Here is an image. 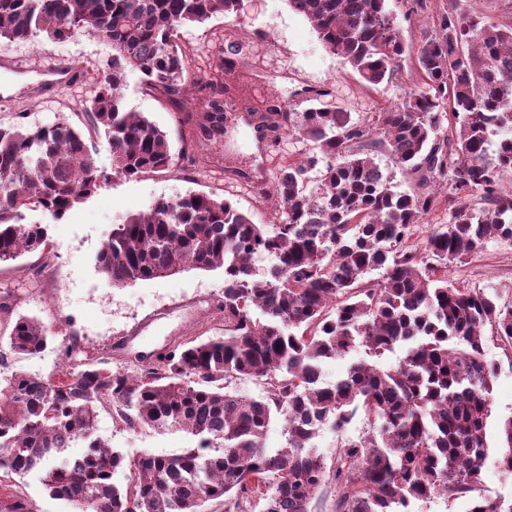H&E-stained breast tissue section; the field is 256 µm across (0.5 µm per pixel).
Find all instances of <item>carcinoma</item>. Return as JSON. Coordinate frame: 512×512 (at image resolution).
Returning a JSON list of instances; mask_svg holds the SVG:
<instances>
[{"mask_svg":"<svg viewBox=\"0 0 512 512\" xmlns=\"http://www.w3.org/2000/svg\"><path fill=\"white\" fill-rule=\"evenodd\" d=\"M240 0H0V41L39 33L63 41L79 32L112 45L86 117L104 137L112 175L136 178L174 163L168 134L123 105L127 74L140 73L165 97L192 99V137L224 139V83L187 68L190 50L177 30L238 10ZM320 41L368 85L391 82L414 58L422 86L409 87L369 120L325 101L288 112L279 104L254 123L279 146L297 134L314 144L283 165L270 191L269 223L256 224L227 199L189 193L159 199L146 215L112 230L97 254L99 271L122 288L186 267L224 270V335L174 346L139 361L133 372L77 360L57 382L26 373L0 378V471L40 476L80 512H203L224 500L260 512H311L326 483L335 512H399L414 500L474 492L488 451L495 369L484 357L483 329L512 345V306L480 289L457 288L440 265L462 262L492 238L512 240V22L469 13L448 0L415 49L399 34L386 0H288ZM386 149L413 177L407 192L372 153ZM94 139L61 119L0 127V264L50 246L30 211L61 220L108 180ZM317 170L311 178L308 173ZM448 188L451 219L423 245L414 226ZM288 220L277 219L280 209ZM272 264L257 276L255 258ZM381 272L375 284L366 281ZM52 339L40 321L20 315L10 352L37 356ZM331 385L327 359L359 348ZM404 349L398 364L378 360ZM263 381L266 394H238L235 380ZM129 428L184 429L192 448L164 457L115 451L94 437L99 410ZM371 432L336 455L334 468L313 444L319 428L344 432L357 411ZM283 416L287 443L266 448L271 418ZM500 462L512 469V418L500 429ZM74 440L86 445L64 455ZM125 483L114 482L118 471ZM471 512H512L479 498Z\"/></svg>","mask_w":512,"mask_h":512,"instance_id":"carcinoma-1","label":"carcinoma"}]
</instances>
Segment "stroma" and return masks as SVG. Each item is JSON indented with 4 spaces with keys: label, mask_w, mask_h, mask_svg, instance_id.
Listing matches in <instances>:
<instances>
[{
    "label": "stroma",
    "mask_w": 512,
    "mask_h": 512,
    "mask_svg": "<svg viewBox=\"0 0 512 512\" xmlns=\"http://www.w3.org/2000/svg\"><path fill=\"white\" fill-rule=\"evenodd\" d=\"M448 0H427L413 13L410 0H386L402 38L418 46L431 31ZM248 39L246 62L223 71L228 90L224 114V141L192 146L196 161L176 163L169 170L137 178L108 179L94 195L78 204L61 221L39 211L28 213L32 222L47 225L52 246L0 264V302L10 305L0 316V336H8L16 316L34 318L55 331L57 338L46 351L29 357L5 352L0 357V376L14 372L58 380L65 365L58 355L60 342L76 344L83 359H104L113 368H133L137 360L192 340L224 333L218 303L224 297V273L186 268L165 277L116 288L96 267V256L115 225L137 213L149 212L159 198H177L202 192L229 199L255 223L269 220L267 202L260 193L269 189L273 175L286 161L301 158L310 142L284 138L280 149L271 150L260 140L248 120L249 112L264 111L273 98L291 104L295 111L308 108L307 90L327 89L333 103L366 118L394 104L401 83H416L419 74L412 57L402 59L401 83L364 87L342 59L329 52L312 24L293 11L287 0H242L238 12L180 28L179 37L192 53V73L209 78L220 69L218 50L230 34ZM6 55L25 64L23 76L0 74V126L23 124L34 128L66 119L85 128V108L94 91L92 77L112 55L111 44L96 35L79 33L57 41L38 35L24 41L0 44ZM81 68V81L52 94L40 93L42 70L60 64ZM127 110L143 113L169 136L170 150L179 156L191 137L186 112L142 84L139 74H128L124 89ZM449 283L459 288L482 289L499 303L512 305V241L489 240L467 260L449 264ZM485 357L497 368L491 392L492 412L487 426L489 451L482 464L478 493L488 499L512 501V471L498 462V428L512 417V352L501 343L487 341ZM363 413H356L344 433L321 428L314 444L326 463H334L347 442L367 435ZM96 435L108 447L131 453L173 456L193 440L179 428L136 430L117 426L110 413L99 411ZM24 498L31 512H77L53 496L36 476L13 477L0 489V512H10L14 496Z\"/></svg>",
    "instance_id": "1"
}]
</instances>
